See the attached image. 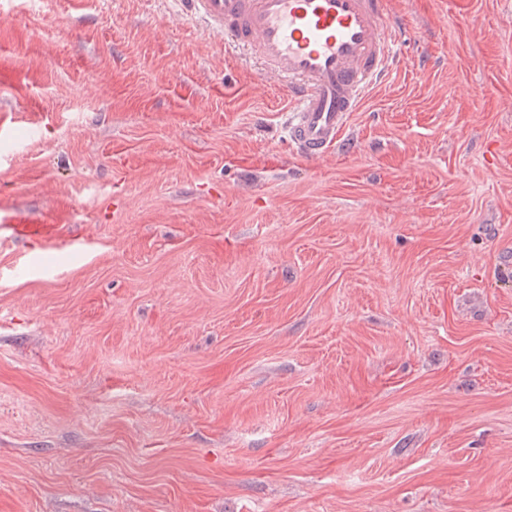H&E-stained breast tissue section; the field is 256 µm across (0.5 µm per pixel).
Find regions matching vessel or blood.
Wrapping results in <instances>:
<instances>
[{
	"label": "vessel or blood",
	"instance_id": "1",
	"mask_svg": "<svg viewBox=\"0 0 512 512\" xmlns=\"http://www.w3.org/2000/svg\"><path fill=\"white\" fill-rule=\"evenodd\" d=\"M189 20L247 48L265 74L288 79V141L299 156L332 150L367 90L387 76L398 38L388 0H177ZM0 229L38 237L29 212L0 211Z\"/></svg>",
	"mask_w": 512,
	"mask_h": 512
}]
</instances>
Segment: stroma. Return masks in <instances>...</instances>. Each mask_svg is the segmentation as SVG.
Here are the masks:
<instances>
[{
  "label": "stroma",
  "instance_id": "35a3bbf8",
  "mask_svg": "<svg viewBox=\"0 0 512 512\" xmlns=\"http://www.w3.org/2000/svg\"><path fill=\"white\" fill-rule=\"evenodd\" d=\"M337 150L173 0H0V512H512V0H392ZM0 222L1 230H6L17 237H40L43 233L41 224H49L47 218L38 220L20 208H2Z\"/></svg>",
  "mask_w": 512,
  "mask_h": 512
}]
</instances>
